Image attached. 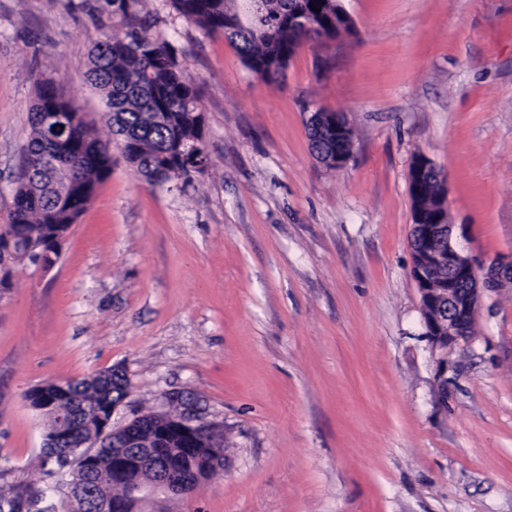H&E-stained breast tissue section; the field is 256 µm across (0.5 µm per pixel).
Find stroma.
Wrapping results in <instances>:
<instances>
[{
    "instance_id": "35a3bbf8",
    "label": "stroma",
    "mask_w": 512,
    "mask_h": 512,
    "mask_svg": "<svg viewBox=\"0 0 512 512\" xmlns=\"http://www.w3.org/2000/svg\"><path fill=\"white\" fill-rule=\"evenodd\" d=\"M350 31L266 81L170 0H0V226L39 80L111 144L48 268L0 288V494L41 487L35 386L121 370L114 427L176 405L224 464L136 512H512V282L486 292L439 373L411 274L416 155L447 177L479 264L512 259V0H342ZM150 15L199 95L209 164L148 184L87 79L92 44ZM343 113L348 163L313 153Z\"/></svg>"
}]
</instances>
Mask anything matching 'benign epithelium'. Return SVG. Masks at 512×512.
I'll list each match as a JSON object with an SVG mask.
<instances>
[{
  "instance_id": "obj_1",
  "label": "benign epithelium",
  "mask_w": 512,
  "mask_h": 512,
  "mask_svg": "<svg viewBox=\"0 0 512 512\" xmlns=\"http://www.w3.org/2000/svg\"><path fill=\"white\" fill-rule=\"evenodd\" d=\"M313 0H295L288 8L281 7L283 0H226L224 9L230 15H237L241 23L249 28L257 39H264L271 33L269 23L276 20L296 30L307 31L318 27L316 19L330 13L333 0H319L316 13L310 8ZM330 128L336 132L335 153L325 163L334 169L343 168L351 155L347 123L342 114L329 113ZM436 177L441 186L446 178L424 155L417 157L409 181L413 189L419 184ZM455 225L448 223V197L442 192L438 203L421 218V223L412 225L411 241L414 246L412 276L418 285L420 307L432 352L438 366H443L448 349L467 338L479 310L482 294L493 290L504 281L512 282V259L496 261L487 266L479 265L465 254L454 240ZM122 401L112 402L108 413H99V435L84 441H75L69 429V420L59 416L60 428L52 437L45 439L46 447L54 451L49 458L53 474L59 477L57 488H68V495L81 492L86 482L91 481L104 489L107 482L121 481L126 470L140 465V461L151 458L155 448L179 439V447L190 448L208 456L202 470L188 473L172 467L152 475L145 480L127 484L123 496L99 495V512H134V505L140 494L147 491H164L173 495H188L189 488L198 487L204 480L203 474L220 467L224 462L223 433L215 426L196 424L186 415L170 417L158 412L154 420L159 425L145 430L139 417L116 428L112 417ZM112 437V477H107L98 465L102 441ZM18 512H55L50 491H38L32 495L23 494L13 503Z\"/></svg>"
}]
</instances>
